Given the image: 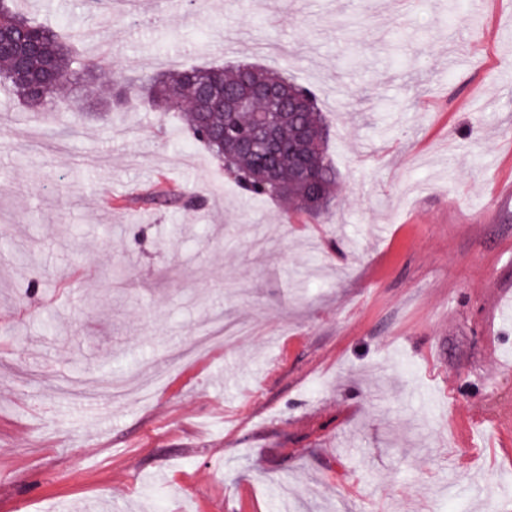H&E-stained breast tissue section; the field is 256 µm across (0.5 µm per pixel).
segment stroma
Returning a JSON list of instances; mask_svg holds the SVG:
<instances>
[{"instance_id":"35a3bbf8","label":"stroma","mask_w":512,"mask_h":512,"mask_svg":"<svg viewBox=\"0 0 512 512\" xmlns=\"http://www.w3.org/2000/svg\"><path fill=\"white\" fill-rule=\"evenodd\" d=\"M28 7L313 88L339 188L245 196L78 64L54 130L1 91L0 512H512V0Z\"/></svg>"}]
</instances>
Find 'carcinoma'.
<instances>
[{
	"label": "carcinoma",
	"instance_id": "1",
	"mask_svg": "<svg viewBox=\"0 0 512 512\" xmlns=\"http://www.w3.org/2000/svg\"><path fill=\"white\" fill-rule=\"evenodd\" d=\"M0 24L16 32L17 50L24 48L26 41L38 46L37 52L27 59L30 69L37 71L49 63L54 67V76L40 89L30 88L26 80L16 70V57L12 52L0 53V88L9 89L18 104L31 113V118L39 124H47L54 119L59 97V80L67 79L76 58L69 45L42 23L18 11L15 0H0ZM112 85L123 86L119 91V102L129 108L143 98L162 112L179 114L190 136L201 143L220 163L224 162V143L211 136V133L230 128L238 134H247L257 122L254 112L228 114L224 107L214 106L206 113H200L193 102L200 89L210 86L215 89H234L244 81H261L273 84L287 82L296 90L311 98L316 95L309 89L288 79L278 72L269 71L258 65L249 64L206 67L180 70L160 77L143 79L141 85L127 84L121 71H113ZM260 110L270 113L277 128V138L281 149L272 160L276 170V182H267L257 176V172L267 163L266 153L260 149L241 153L235 163L228 168L235 183L249 197H262L274 201H287L299 212L310 213V195L317 194L322 206H328L336 192L338 174L326 152V140L319 137L320 128L326 126L318 105L303 113L297 121L285 123L272 112V105H260ZM295 145L319 170L320 179L307 184L297 177V156L288 152V146Z\"/></svg>",
	"mask_w": 512,
	"mask_h": 512
}]
</instances>
